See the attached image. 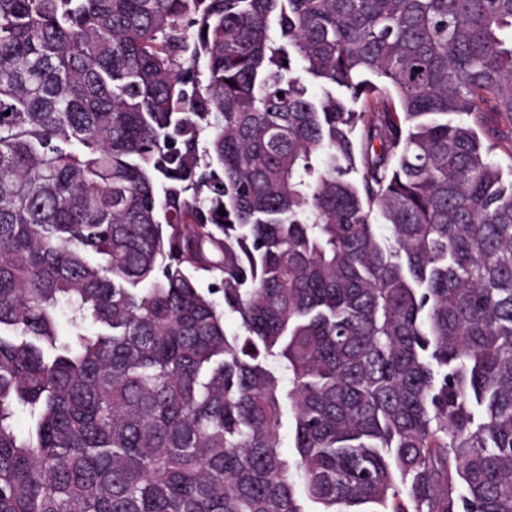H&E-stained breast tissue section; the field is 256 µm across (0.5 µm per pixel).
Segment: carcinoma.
<instances>
[{
  "label": "carcinoma",
  "mask_w": 512,
  "mask_h": 512,
  "mask_svg": "<svg viewBox=\"0 0 512 512\" xmlns=\"http://www.w3.org/2000/svg\"><path fill=\"white\" fill-rule=\"evenodd\" d=\"M504 142L512 0H0V512H512Z\"/></svg>",
  "instance_id": "obj_1"
}]
</instances>
